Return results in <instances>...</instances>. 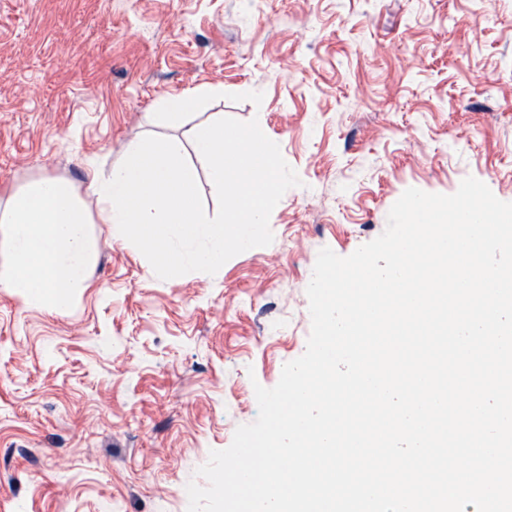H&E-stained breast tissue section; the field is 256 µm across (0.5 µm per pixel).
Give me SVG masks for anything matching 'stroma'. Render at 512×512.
<instances>
[{"label":"stroma","mask_w":512,"mask_h":512,"mask_svg":"<svg viewBox=\"0 0 512 512\" xmlns=\"http://www.w3.org/2000/svg\"><path fill=\"white\" fill-rule=\"evenodd\" d=\"M196 90L175 124L165 99ZM258 121L296 171L274 239L163 280L94 224L64 311L0 288V512H187L210 451L306 350L318 252L381 235L410 187L512 202V0H0V201L53 176L92 201L129 142Z\"/></svg>","instance_id":"35a3bbf8"}]
</instances>
